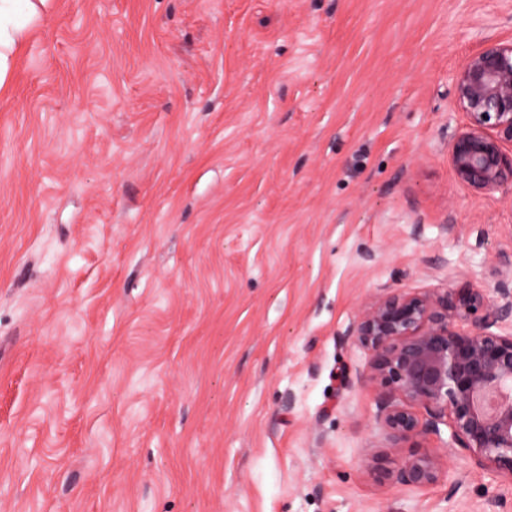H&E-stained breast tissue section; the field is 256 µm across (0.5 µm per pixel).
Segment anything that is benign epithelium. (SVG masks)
Listing matches in <instances>:
<instances>
[{"mask_svg":"<svg viewBox=\"0 0 512 512\" xmlns=\"http://www.w3.org/2000/svg\"><path fill=\"white\" fill-rule=\"evenodd\" d=\"M452 86L468 117L448 142L456 178L478 193L512 194V41H485ZM347 337L371 353L370 376L384 387L378 424L391 447H409L397 483L438 481L441 458L419 451L426 438L465 448L482 469L512 479V258L492 297L468 281L387 291L361 308Z\"/></svg>","mask_w":512,"mask_h":512,"instance_id":"1","label":"benign epithelium"}]
</instances>
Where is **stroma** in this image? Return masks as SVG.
Listing matches in <instances>:
<instances>
[{"label": "stroma", "instance_id": "obj_1", "mask_svg": "<svg viewBox=\"0 0 512 512\" xmlns=\"http://www.w3.org/2000/svg\"><path fill=\"white\" fill-rule=\"evenodd\" d=\"M488 37L512 0H55L0 90V512H512L462 448L381 477L344 340L512 255L448 162Z\"/></svg>", "mask_w": 512, "mask_h": 512}]
</instances>
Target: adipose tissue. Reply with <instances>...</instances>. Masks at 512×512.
<instances>
[{"label":"adipose tissue","mask_w":512,"mask_h":512,"mask_svg":"<svg viewBox=\"0 0 512 512\" xmlns=\"http://www.w3.org/2000/svg\"><path fill=\"white\" fill-rule=\"evenodd\" d=\"M50 14V0H0V86L10 78L31 25Z\"/></svg>","instance_id":"obj_1"}]
</instances>
